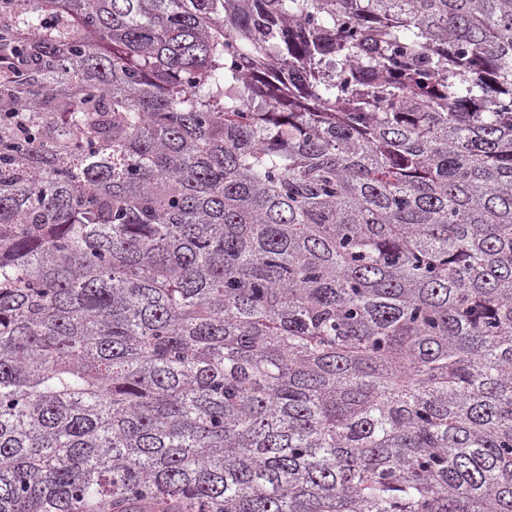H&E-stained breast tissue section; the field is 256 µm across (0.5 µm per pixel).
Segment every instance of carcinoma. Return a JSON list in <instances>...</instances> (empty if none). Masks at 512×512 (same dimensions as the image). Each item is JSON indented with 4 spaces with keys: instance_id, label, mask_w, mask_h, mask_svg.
Returning a JSON list of instances; mask_svg holds the SVG:
<instances>
[{
    "instance_id": "1",
    "label": "carcinoma",
    "mask_w": 512,
    "mask_h": 512,
    "mask_svg": "<svg viewBox=\"0 0 512 512\" xmlns=\"http://www.w3.org/2000/svg\"><path fill=\"white\" fill-rule=\"evenodd\" d=\"M0 512H512V0H0Z\"/></svg>"
}]
</instances>
